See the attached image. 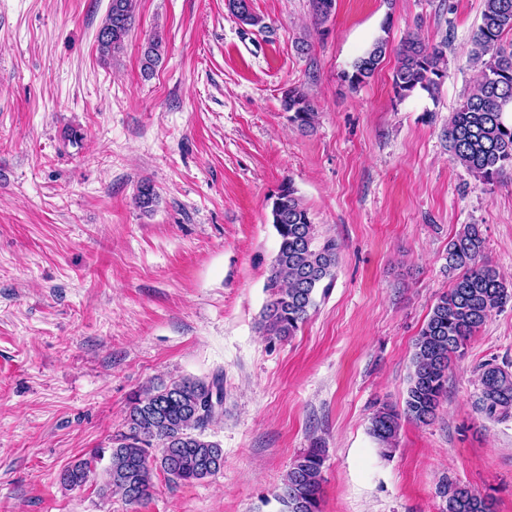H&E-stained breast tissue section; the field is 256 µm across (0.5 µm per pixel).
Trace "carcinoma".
<instances>
[{"instance_id":"carcinoma-1","label":"carcinoma","mask_w":512,"mask_h":512,"mask_svg":"<svg viewBox=\"0 0 512 512\" xmlns=\"http://www.w3.org/2000/svg\"><path fill=\"white\" fill-rule=\"evenodd\" d=\"M314 19L323 24L332 16L336 0H309ZM136 0H111L97 43L101 57L123 49L134 18ZM230 14L240 23L258 26L262 19L244 0H227ZM512 0H484L470 50V62L479 76L461 105L442 126L441 140L452 158L475 181L494 185L512 174ZM162 37L154 33L144 51V69L160 60ZM389 50L387 38L372 40L344 77L354 89L371 79ZM392 81L396 93L407 97L417 89L435 96L448 69V58L409 33L395 50ZM288 121L302 133L315 130L317 109L300 87L286 89L281 98ZM157 192L142 182L134 197L137 207L152 211ZM270 221L279 237L276 257L266 288L270 299L262 310L260 331L269 339L285 340L298 332L315 306L319 290L332 287L340 245L333 237H320L309 212L296 196L291 180L282 181L270 203ZM485 238L481 225L466 224L448 242L446 255L452 285L440 295L415 340L412 367L403 409L381 404L373 413L369 434L387 456L396 449L404 419L428 425L436 417L448 392V370L464 354L466 342L495 309L512 303V283L483 261ZM477 409L487 418L512 416V372L493 362L479 367ZM224 391L223 374L211 379L182 378L161 382L131 397L127 430L112 439L109 448H97L59 475L69 487L84 484L98 465L100 491L121 494L130 505L149 498L155 474L174 486L204 481L224 464V449L207 439L205 429L220 418L222 409L207 410L213 389ZM325 449L315 446L291 463L277 493L281 512H321L322 468ZM442 512H491L490 497L459 481L447 480L440 490Z\"/></svg>"}]
</instances>
